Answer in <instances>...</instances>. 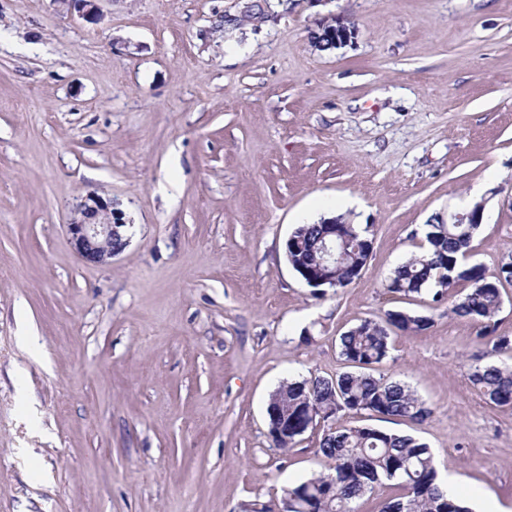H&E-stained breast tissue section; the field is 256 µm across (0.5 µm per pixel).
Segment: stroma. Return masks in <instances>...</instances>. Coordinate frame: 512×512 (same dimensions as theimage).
Segmentation results:
<instances>
[{
	"mask_svg": "<svg viewBox=\"0 0 512 512\" xmlns=\"http://www.w3.org/2000/svg\"><path fill=\"white\" fill-rule=\"evenodd\" d=\"M0 0V512H250L325 471L322 427L274 448L282 383L344 371L339 335L431 317L374 368L431 409L370 426L512 512L507 365L430 295L385 281L480 189L473 262L512 258V0ZM252 19H245V12ZM344 17L354 42L312 35ZM112 199L130 242L80 260L66 226ZM371 256L316 294L285 243L308 216ZM63 5L68 6V10L72 14L75 11L78 17L98 23L103 19V13H101L99 2L102 0H56ZM483 395L498 406H512V368L487 365L471 375Z\"/></svg>",
	"mask_w": 512,
	"mask_h": 512,
	"instance_id": "obj_1",
	"label": "stroma"
}]
</instances>
